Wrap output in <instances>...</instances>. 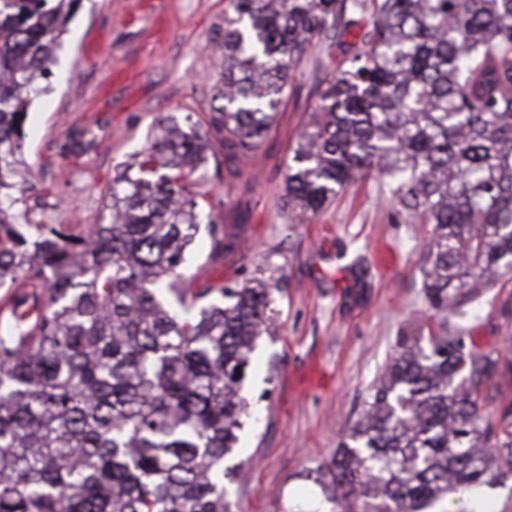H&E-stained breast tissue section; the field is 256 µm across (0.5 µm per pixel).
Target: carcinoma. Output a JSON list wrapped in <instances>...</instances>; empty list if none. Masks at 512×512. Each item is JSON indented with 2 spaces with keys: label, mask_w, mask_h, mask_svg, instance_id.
<instances>
[{
  "label": "carcinoma",
  "mask_w": 512,
  "mask_h": 512,
  "mask_svg": "<svg viewBox=\"0 0 512 512\" xmlns=\"http://www.w3.org/2000/svg\"><path fill=\"white\" fill-rule=\"evenodd\" d=\"M81 2L0 0V288L31 289L0 320V512H232L225 461L272 292L181 280L198 173L220 153L238 176L320 46L334 67L288 164L289 211L312 218L378 172L432 225L430 308L459 313L512 273V0H225L207 131L162 124L112 178L111 222L75 234L16 223L13 190L36 81ZM511 366L461 330L400 339L316 479L334 512L452 507L512 472V405L492 427L479 402Z\"/></svg>",
  "instance_id": "obj_1"
}]
</instances>
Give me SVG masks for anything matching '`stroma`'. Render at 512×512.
I'll return each mask as SVG.
<instances>
[{
    "instance_id": "obj_1",
    "label": "stroma",
    "mask_w": 512,
    "mask_h": 512,
    "mask_svg": "<svg viewBox=\"0 0 512 512\" xmlns=\"http://www.w3.org/2000/svg\"><path fill=\"white\" fill-rule=\"evenodd\" d=\"M224 0H82L61 39L49 94L24 124L22 224L83 229L110 221L116 168L149 144L159 119L207 121L224 58L212 42ZM329 72L311 48L294 69L288 103L259 149L229 178L209 163L202 227L181 268L195 285L279 279L277 331L258 341L242 390L251 416L226 478L232 512H330L315 481L404 336L441 324L477 334L481 351H512V274L459 316L431 309L422 254L430 225L411 223L376 176L347 187L318 216L292 220L284 178ZM224 228L215 254L207 227ZM461 512H512V475L463 499Z\"/></svg>"
}]
</instances>
